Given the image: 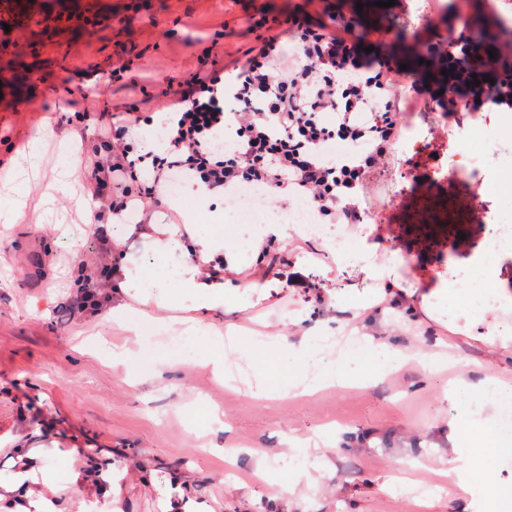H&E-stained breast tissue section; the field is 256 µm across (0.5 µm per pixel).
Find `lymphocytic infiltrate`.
<instances>
[{"label":"lymphocytic infiltrate","mask_w":512,"mask_h":512,"mask_svg":"<svg viewBox=\"0 0 512 512\" xmlns=\"http://www.w3.org/2000/svg\"><path fill=\"white\" fill-rule=\"evenodd\" d=\"M349 26L329 31L309 16H295L266 27L237 59L235 76L217 61L202 58L195 72L168 92L167 148L163 153L134 148L137 113L96 115L100 151L89 180L92 203L121 212L130 201L161 205L169 175L181 173L214 194L244 184L267 191L286 186L310 201L331 224H356L359 208L348 195L370 167L396 141L394 89L402 71L382 50L364 53L350 39ZM374 124H358L365 109ZM333 122H325V114ZM234 127V146L216 149L225 128ZM369 142L366 155L336 165L320 158L324 142ZM155 177L137 193L110 197L108 189L136 179L142 168Z\"/></svg>","instance_id":"1"}]
</instances>
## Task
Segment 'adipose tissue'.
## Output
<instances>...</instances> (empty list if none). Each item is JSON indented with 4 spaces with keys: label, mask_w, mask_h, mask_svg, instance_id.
<instances>
[{
    "label": "adipose tissue",
    "mask_w": 512,
    "mask_h": 512,
    "mask_svg": "<svg viewBox=\"0 0 512 512\" xmlns=\"http://www.w3.org/2000/svg\"><path fill=\"white\" fill-rule=\"evenodd\" d=\"M186 240H178L175 234L160 236L157 225L145 224L139 229L141 236L157 240L162 251L186 250L197 255V262H183L175 272L172 283L152 284L148 275L139 271L125 272L111 292L113 320L125 326L127 332L137 340L136 348L121 346L112 351L111 365L114 370L141 380L161 377L165 368L174 361L192 364L198 361L200 350H207L208 365L215 377H224L225 339L236 336L234 325H218L209 319L210 312L229 305L237 293L266 294L269 285L261 279H253L241 288H230L224 292L210 291L198 274L199 262H210L223 258L226 265H235L238 256L230 252L223 239L198 224L196 214H189ZM495 255L485 257L482 268L483 279L493 282L495 304H487L484 291L468 287L465 280L452 276L441 277L439 288L421 297V308L427 316L439 319L451 314L462 323V331L489 347L512 355V322L498 319L495 308H512V292L497 287L499 272ZM143 289L144 299L153 300L158 306L171 308L183 302H191L195 311L193 317L181 322L162 319L146 314L133 316L124 303L131 287ZM462 299L461 307L448 306L449 298ZM177 332L178 340L172 346L160 348L146 343L147 335L161 332ZM323 336L304 332L297 342H289L280 334L257 333L251 342L263 348H275L292 359L297 374L306 390L327 386H344L351 383L352 372L347 366L346 356L326 361L327 350ZM447 397L455 401L459 410L448 421V468L444 475L454 488L457 500L466 504L469 512H512V484L503 483L500 478L502 458L490 432V425L500 399L512 397V384L497 381L493 384L492 395L479 397L473 389L469 371L460 370L456 380L449 387ZM30 456L19 455L13 482L7 486V493H18L19 499L13 512H62L53 499L44 495L41 487L32 485L34 476H41L43 485L54 482V471L45 467L33 471Z\"/></svg>",
    "instance_id": "1"
}]
</instances>
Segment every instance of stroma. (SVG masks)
Here are the masks:
<instances>
[{"label": "stroma", "instance_id": "35a3bbf8", "mask_svg": "<svg viewBox=\"0 0 512 512\" xmlns=\"http://www.w3.org/2000/svg\"><path fill=\"white\" fill-rule=\"evenodd\" d=\"M357 0H33L29 21L10 19L0 27V197L33 139L45 143L42 174L28 187V205L0 225V482L15 469L17 447L49 463L55 482L48 496L65 500L68 512H185L186 503L204 512H406L410 500L425 496L431 512H455L450 491L431 485L406 454L447 460L448 417L444 395L455 366L427 369L416 361L371 385L323 388L292 396L294 373L278 351L228 344L231 362L264 365L274 397L253 398L245 385L226 387L203 365L174 366L163 379L139 383L112 370L101 345L121 344L128 334L113 321L109 306L94 313L61 311L81 295L82 284L101 263L150 269L155 244L138 232L125 237L122 254L104 255L89 222L88 169L98 142L87 129L84 110L135 105L146 121L134 140L163 149L153 117L170 82L183 79L203 53L229 66L241 49L254 44L262 20L308 14L335 25L350 18ZM512 0H394L393 6L365 13L358 31L370 44H383L409 78L431 82L421 61L437 42H456L471 30L474 11L497 17ZM130 60L114 83L106 78L117 62ZM399 127L417 125L413 148L396 142L367 170L359 190L362 210L374 218L364 236L346 225L349 249L377 243V260L398 256L394 273L404 288L429 293L440 275L476 268L499 207L487 176L494 158L469 168L460 152V133L478 125L497 128L493 109L444 117L400 90ZM78 157L73 194L55 192L50 209L40 197L63 164L61 146ZM436 201L438 211L420 220L413 211L419 195ZM262 266L243 262L225 269L224 278L245 283L262 276L276 287L263 301L240 297L231 312L215 311L214 322L232 319L250 328L300 335L313 328L339 336L340 322L324 302L340 292L351 301L372 295L374 282L360 264L331 265L320 242L290 236L265 246ZM307 261L308 280L322 299L315 302L285 278L298 261ZM303 313L302 325L288 316ZM377 336L396 347H418L463 358L474 381L512 377L505 357L425 314L401 310L377 316ZM220 408L227 432L212 433L207 411ZM308 441L312 457L331 467L310 469L295 479L296 463L283 452L288 439ZM240 449L237 467L224 461L225 443ZM269 455L271 480L254 476L253 450ZM97 473L83 492L69 494L75 472ZM249 489H238L239 481ZM291 491L280 496L281 483Z\"/></svg>", "mask_w": 512, "mask_h": 512}]
</instances>
